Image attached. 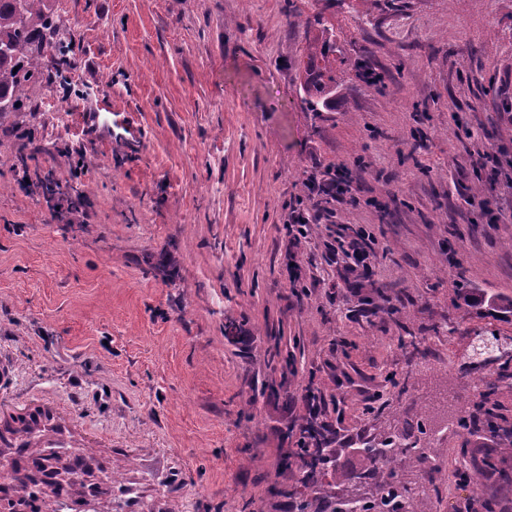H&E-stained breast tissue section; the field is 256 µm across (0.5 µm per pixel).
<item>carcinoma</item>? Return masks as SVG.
<instances>
[{"label": "carcinoma", "mask_w": 512, "mask_h": 512, "mask_svg": "<svg viewBox=\"0 0 512 512\" xmlns=\"http://www.w3.org/2000/svg\"><path fill=\"white\" fill-rule=\"evenodd\" d=\"M56 0H0V121L13 112H28L26 88L39 81L46 62L65 59L72 51L74 34L55 8ZM320 25L309 40L305 74L301 89L303 103L310 112L328 106L336 93V70L329 56L336 53L335 35ZM495 393V384L479 388L483 402L476 407L486 430L497 436L500 454H512V425H503L498 405L486 406ZM425 413L392 423L359 444L371 448L369 457L393 455L398 468H370L367 463L347 471L338 463L327 426L310 417L299 425L297 483L299 490L291 512H388L390 501H397L393 512H434L432 496L413 500L406 496L408 476L428 461L433 443L424 438ZM68 468L60 456L52 454L46 463L15 471V486L56 487Z\"/></svg>", "instance_id": "1"}]
</instances>
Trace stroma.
<instances>
[{"instance_id": "obj_1", "label": "stroma", "mask_w": 512, "mask_h": 512, "mask_svg": "<svg viewBox=\"0 0 512 512\" xmlns=\"http://www.w3.org/2000/svg\"><path fill=\"white\" fill-rule=\"evenodd\" d=\"M65 3L76 81L29 86V111L0 122V425L55 405L143 498L165 481L175 512H290L307 388L347 469L392 413L443 393L471 408L472 336H512V315L464 300L512 301V222L470 201L512 161V0ZM318 16L344 60L316 113L300 84ZM56 94L65 114L42 109ZM336 168L355 202L309 199V174ZM299 204L316 220L292 241ZM357 236L359 266L331 249ZM408 332L426 373L399 395ZM495 445L435 440L438 512H512V455L483 467Z\"/></svg>"}]
</instances>
